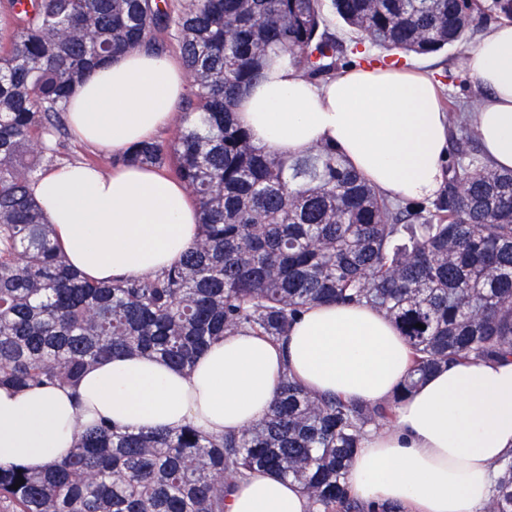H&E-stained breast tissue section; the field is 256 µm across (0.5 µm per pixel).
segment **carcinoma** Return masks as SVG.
Returning a JSON list of instances; mask_svg holds the SVG:
<instances>
[{
	"instance_id": "cac0c4a2",
	"label": "carcinoma",
	"mask_w": 512,
	"mask_h": 512,
	"mask_svg": "<svg viewBox=\"0 0 512 512\" xmlns=\"http://www.w3.org/2000/svg\"><path fill=\"white\" fill-rule=\"evenodd\" d=\"M475 13L512 22V0H0V385L75 388L88 366L123 353L186 369L233 331L279 342L320 302L370 305L394 323L414 354L404 393L459 358H511L512 170L473 156L461 108L448 105L461 136L445 188L411 203L331 145L271 154L234 119L274 55L314 83L367 61L326 34L333 17L388 51L428 55L466 42ZM173 40L192 79L175 136L118 161L169 167L198 205L200 233L167 271L91 283L30 185L53 161L74 87L117 53ZM399 399L347 403L286 377L238 435L99 425L42 471L0 464V505L224 512L232 481L260 468L296 481L311 512H371L349 494V467ZM491 503L512 512V459L499 463Z\"/></svg>"
}]
</instances>
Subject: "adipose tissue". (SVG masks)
Segmentation results:
<instances>
[{"mask_svg": "<svg viewBox=\"0 0 512 512\" xmlns=\"http://www.w3.org/2000/svg\"><path fill=\"white\" fill-rule=\"evenodd\" d=\"M485 95L467 119L489 165L512 169V23L495 26L469 53ZM187 91L184 70L146 49L96 68L67 102L78 141L122 155L153 140ZM253 142L298 156L315 144L343 159L390 197L432 198L448 162V114L438 86L411 68L364 63L315 84L287 59L235 107ZM30 191L69 262L92 282L152 276L179 263L198 236V212L183 184L154 166L60 163ZM411 350L378 309L315 304L285 344L247 332L225 336L189 370L122 355L95 363L78 390L0 387V463L39 471L103 421L151 430L190 423L238 433L269 410L290 376L307 391L354 403L396 400L392 424L362 438L348 475L367 506L405 512H489L497 464L512 456V361L462 358L407 395L398 390ZM299 485L260 470L234 482L225 512H308Z\"/></svg>", "mask_w": 512, "mask_h": 512, "instance_id": "obj_1", "label": "adipose tissue"}]
</instances>
